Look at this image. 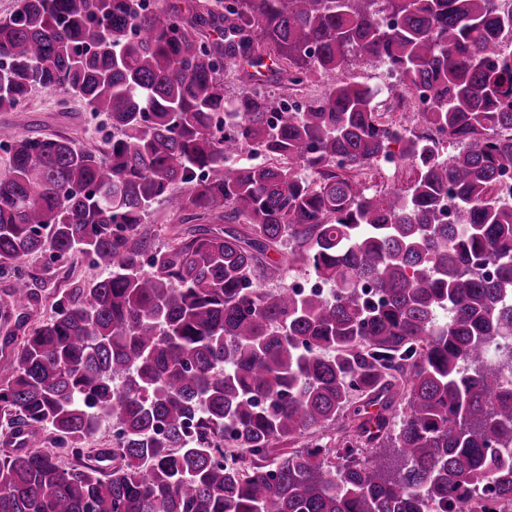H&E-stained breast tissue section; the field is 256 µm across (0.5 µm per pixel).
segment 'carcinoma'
<instances>
[{
    "label": "carcinoma",
    "mask_w": 512,
    "mask_h": 512,
    "mask_svg": "<svg viewBox=\"0 0 512 512\" xmlns=\"http://www.w3.org/2000/svg\"><path fill=\"white\" fill-rule=\"evenodd\" d=\"M508 33L498 0H21L0 109L67 88L112 139L8 145L5 342L39 299L25 258L104 276L54 294L0 381L8 437L33 441L0 459V512H512ZM267 59L224 95V64ZM278 80L323 90L289 114ZM414 88L417 130L383 112ZM394 147L412 176L371 190ZM159 202L188 225L164 247L141 230ZM288 262L330 292L258 287ZM105 423L114 446L84 451ZM352 63V64H351ZM349 66L346 67L345 72L349 76H357L360 80L366 82L367 84L373 86L374 83V75L377 71H371L369 69L362 68L361 65L358 64L357 61L351 60ZM376 78L378 79V85H386L388 83H393L396 81L394 75H391L388 71H378L376 73Z\"/></svg>",
    "instance_id": "carcinoma-1"
}]
</instances>
